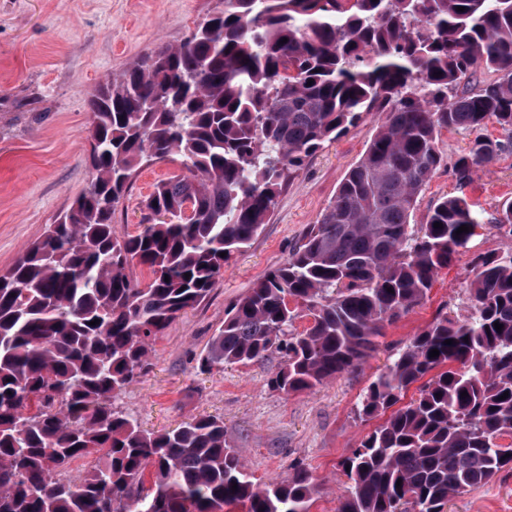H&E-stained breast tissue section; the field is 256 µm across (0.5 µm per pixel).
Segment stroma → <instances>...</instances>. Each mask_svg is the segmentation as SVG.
<instances>
[{"label":"stroma","mask_w":512,"mask_h":512,"mask_svg":"<svg viewBox=\"0 0 512 512\" xmlns=\"http://www.w3.org/2000/svg\"><path fill=\"white\" fill-rule=\"evenodd\" d=\"M219 5L220 0H0V271L87 188L89 104L99 84L145 53L178 44ZM382 119L377 112L367 115L311 158L278 198L251 247L235 256L203 303L154 342L149 372L116 401L147 430L194 416L222 418L257 483L283 477L293 465L314 475L319 487L312 512H337L347 493L340 463L378 425L357 419L356 405L390 349L423 330L439 310L463 314L462 287L472 277V255L512 246L496 231H482L471 250L439 271L427 299L386 327L378 351L365 364L315 391L286 395L269 389L267 379L281 364L276 355L248 367L200 372L198 358L225 309L285 261L334 198ZM473 139L463 130L442 133L445 162L419 196L415 223L424 222L446 195L466 196L487 220L512 199V148L499 152L470 183H458L454 163ZM178 172L175 162L139 170L116 214L118 235L137 232L154 184ZM448 512H512V470L457 499Z\"/></svg>","instance_id":"35a3bbf8"}]
</instances>
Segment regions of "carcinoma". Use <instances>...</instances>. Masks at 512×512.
<instances>
[{
    "label": "carcinoma",
    "instance_id": "cac0c4a2",
    "mask_svg": "<svg viewBox=\"0 0 512 512\" xmlns=\"http://www.w3.org/2000/svg\"><path fill=\"white\" fill-rule=\"evenodd\" d=\"M91 112L88 187L0 273V512H311L316 478L294 467L257 484L223 419L153 432L115 402L310 158L379 112L333 200L224 312L199 368L277 354L267 385L288 395L372 356L483 228L462 195L411 219L443 162L442 131L492 121L504 135L476 136L454 164L461 183L512 146V0H224L180 43L107 78ZM168 159L184 173L155 186L136 234L117 235L138 169ZM490 228L512 237V200ZM470 265L465 313L440 312L392 348L361 396L357 417L384 422L343 460L338 512H447L512 468V247Z\"/></svg>",
    "mask_w": 512,
    "mask_h": 512
}]
</instances>
